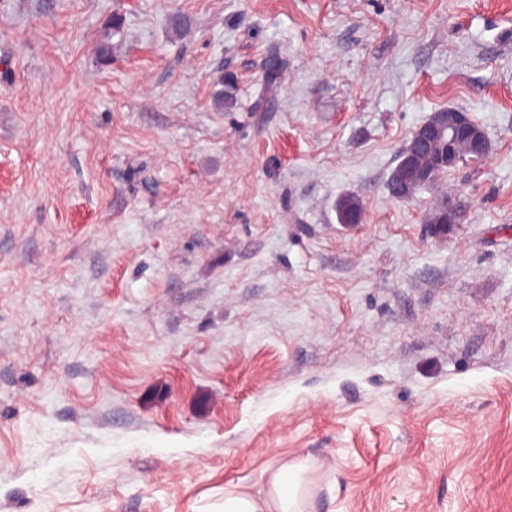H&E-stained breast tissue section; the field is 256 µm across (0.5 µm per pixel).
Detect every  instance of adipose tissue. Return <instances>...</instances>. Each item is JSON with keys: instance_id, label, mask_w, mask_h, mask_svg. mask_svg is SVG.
Instances as JSON below:
<instances>
[{"instance_id": "adipose-tissue-1", "label": "adipose tissue", "mask_w": 512, "mask_h": 512, "mask_svg": "<svg viewBox=\"0 0 512 512\" xmlns=\"http://www.w3.org/2000/svg\"><path fill=\"white\" fill-rule=\"evenodd\" d=\"M309 469L304 461L282 462L274 467L263 492L240 484L224 493V512H306L310 490L303 482Z\"/></svg>"}]
</instances>
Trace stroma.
<instances>
[{"mask_svg":"<svg viewBox=\"0 0 512 512\" xmlns=\"http://www.w3.org/2000/svg\"><path fill=\"white\" fill-rule=\"evenodd\" d=\"M448 107L486 160L392 198ZM286 458L309 512H512V0H0V512Z\"/></svg>","mask_w":512,"mask_h":512,"instance_id":"35a3bbf8","label":"stroma"}]
</instances>
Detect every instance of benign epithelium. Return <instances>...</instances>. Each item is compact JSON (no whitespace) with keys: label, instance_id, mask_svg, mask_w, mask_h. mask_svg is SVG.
<instances>
[{"label":"benign epithelium","instance_id":"obj_1","mask_svg":"<svg viewBox=\"0 0 512 512\" xmlns=\"http://www.w3.org/2000/svg\"><path fill=\"white\" fill-rule=\"evenodd\" d=\"M440 138H446L450 143L457 140L467 142L473 156L484 158L488 155L489 144L485 132L471 120L467 112L450 108L442 125L434 126L427 122L419 125L411 134L410 146L414 152L424 153L431 150Z\"/></svg>","mask_w":512,"mask_h":512}]
</instances>
